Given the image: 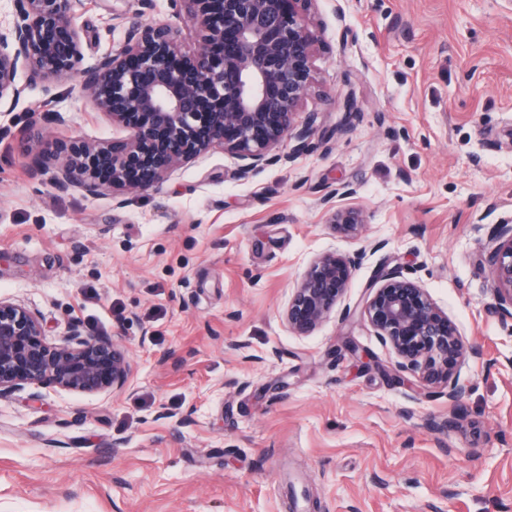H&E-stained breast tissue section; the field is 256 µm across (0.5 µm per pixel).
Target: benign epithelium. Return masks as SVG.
I'll list each match as a JSON object with an SVG mask.
<instances>
[{"label": "benign epithelium", "mask_w": 512, "mask_h": 512, "mask_svg": "<svg viewBox=\"0 0 512 512\" xmlns=\"http://www.w3.org/2000/svg\"><path fill=\"white\" fill-rule=\"evenodd\" d=\"M75 0H13L10 23L0 25V114L12 112L25 89L75 81L113 126L126 135L112 140H69L36 154L34 178L50 175L60 190L89 195L158 188L176 165L211 149L246 161L248 173L273 161L286 138L304 151L317 113L298 114L310 87L315 34L314 0H171L175 14L198 38L182 50L183 30L169 22L133 20L119 48L81 67L82 29ZM26 83L17 82L19 72ZM331 224L347 237L364 224L360 210L338 207ZM480 263L489 266L498 304L512 316V225L496 227ZM355 261L330 252L301 277L286 311L289 331L312 334L336 309L352 279ZM364 315L399 358L397 371L409 388L448 389L457 405L467 392L460 378L466 356L460 333L425 288L396 274L369 288ZM131 366L108 336H87L74 323L58 343L47 339L41 316L0 299V397L26 387L53 385L95 394L124 390Z\"/></svg>", "instance_id": "7a95c632"}]
</instances>
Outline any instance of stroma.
Returning a JSON list of instances; mask_svg holds the SVG:
<instances>
[{"label":"stroma","mask_w":512,"mask_h":512,"mask_svg":"<svg viewBox=\"0 0 512 512\" xmlns=\"http://www.w3.org/2000/svg\"><path fill=\"white\" fill-rule=\"evenodd\" d=\"M75 11L87 66L128 18L173 19L169 0ZM312 16L310 146L284 140L245 176L217 148L118 203L62 191L30 156L119 129L71 81L0 115V298L51 341L74 321L113 337L132 369L120 392L0 398V512H512V317L477 261L512 225V0H316ZM336 207L363 211L357 239ZM330 251L356 258L350 286L294 335L288 299ZM391 273L481 349L459 409L400 384L364 317Z\"/></svg>","instance_id":"obj_1"}]
</instances>
